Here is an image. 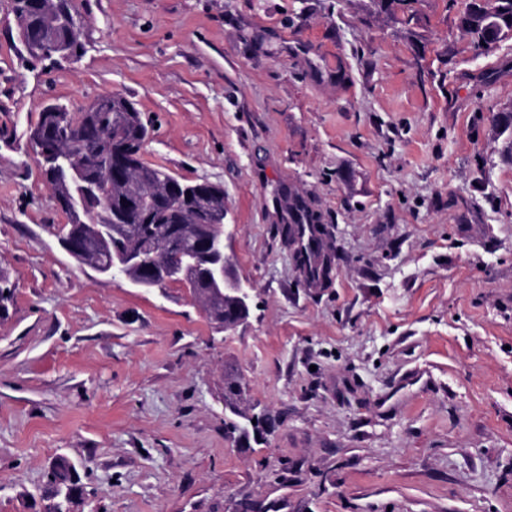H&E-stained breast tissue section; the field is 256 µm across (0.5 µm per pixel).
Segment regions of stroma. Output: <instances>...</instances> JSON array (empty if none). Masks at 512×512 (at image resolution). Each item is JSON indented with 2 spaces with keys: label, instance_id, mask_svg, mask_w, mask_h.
<instances>
[{
  "label": "stroma",
  "instance_id": "obj_1",
  "mask_svg": "<svg viewBox=\"0 0 512 512\" xmlns=\"http://www.w3.org/2000/svg\"><path fill=\"white\" fill-rule=\"evenodd\" d=\"M467 0H79L80 59L30 56L0 0V512H512V36ZM105 92L143 158L223 186L254 288L224 329L180 285L79 265L28 129ZM332 272L306 283L282 191ZM272 425L228 433L224 373ZM469 0L460 17L461 28L474 38L477 47L512 35V0ZM319 221L311 199L288 192V224L282 225L281 233L286 242L294 245L295 259L311 285L322 284L331 272V258ZM297 226H305L303 239L297 237Z\"/></svg>",
  "mask_w": 512,
  "mask_h": 512
}]
</instances>
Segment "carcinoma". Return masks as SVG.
Wrapping results in <instances>:
<instances>
[{
	"mask_svg": "<svg viewBox=\"0 0 512 512\" xmlns=\"http://www.w3.org/2000/svg\"><path fill=\"white\" fill-rule=\"evenodd\" d=\"M19 37L30 54L37 56L46 49L44 34L54 35L56 47L49 57L77 60L82 49L80 28L82 16L74 0H45V7L34 8L29 0H14ZM461 28L474 38L477 47L486 46L512 35V0H469L460 17ZM90 104L72 112L61 103L42 108L30 128L29 139L36 154L53 148L49 164L58 172L68 171L77 164L87 169L88 182L73 191L79 216L68 217L63 240L83 237L86 225L98 224L112 229V248L119 250L133 242L143 252L146 270L139 284H181L193 297L211 291L208 265L203 259L201 235L221 232L207 210H194L196 193L204 191L216 200L224 201V188L209 182H184L166 171L147 164L143 151L150 130L134 103L112 92L95 98ZM117 164L124 181L110 183L97 179L99 163ZM320 215L309 198L288 193L287 223L281 233L294 246L305 279L319 285L329 278L331 258L325 235L319 224ZM235 313L232 300L219 293L212 294L210 318L220 324ZM242 377L234 372L224 374V396L234 404L240 395ZM242 418L252 431L264 428L268 419L245 412L224 422L227 430H239ZM50 480L68 486L73 475L67 462L53 467Z\"/></svg>",
	"mask_w": 512,
	"mask_h": 512,
	"instance_id": "carcinoma-1",
	"label": "carcinoma"
}]
</instances>
